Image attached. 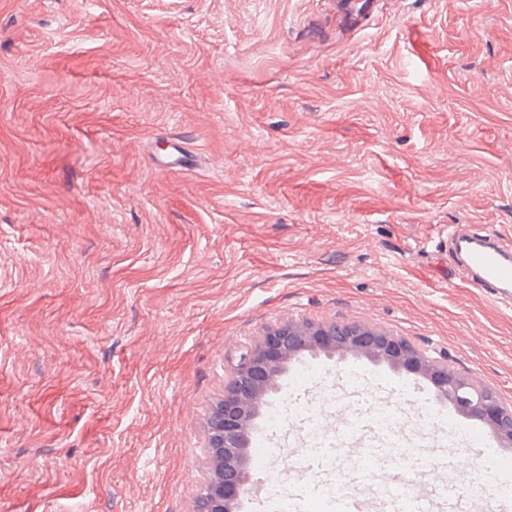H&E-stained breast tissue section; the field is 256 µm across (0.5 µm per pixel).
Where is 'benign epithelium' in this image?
Instances as JSON below:
<instances>
[{
    "label": "benign epithelium",
    "mask_w": 512,
    "mask_h": 512,
    "mask_svg": "<svg viewBox=\"0 0 512 512\" xmlns=\"http://www.w3.org/2000/svg\"><path fill=\"white\" fill-rule=\"evenodd\" d=\"M310 350L361 355L418 373L433 385L440 400L463 416L481 420L500 447L512 448V405L505 404L493 390L426 356L404 338L364 323L291 321L266 330L242 352L224 387L218 423L220 483L202 504L205 512H236L254 493L248 454L252 421L266 395L275 389L284 364Z\"/></svg>",
    "instance_id": "obj_1"
}]
</instances>
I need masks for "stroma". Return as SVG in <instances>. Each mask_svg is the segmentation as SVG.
Here are the masks:
<instances>
[{
	"instance_id": "1",
	"label": "stroma",
	"mask_w": 512,
	"mask_h": 512,
	"mask_svg": "<svg viewBox=\"0 0 512 512\" xmlns=\"http://www.w3.org/2000/svg\"><path fill=\"white\" fill-rule=\"evenodd\" d=\"M198 152L163 173L167 136ZM512 239V0H0V512H189L241 352L372 324L512 404V307L451 227ZM447 444L403 370L303 352ZM336 10V17L344 31L363 30L369 25L371 7L359 8L358 0H330Z\"/></svg>"
}]
</instances>
